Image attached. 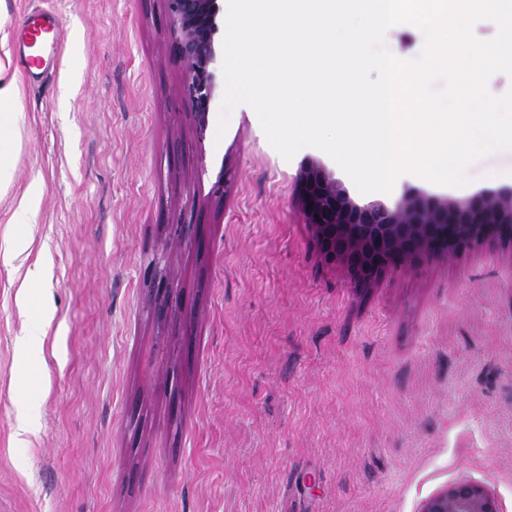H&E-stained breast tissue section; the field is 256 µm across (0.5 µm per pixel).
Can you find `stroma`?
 I'll return each instance as SVG.
<instances>
[{
    "label": "stroma",
    "instance_id": "1",
    "mask_svg": "<svg viewBox=\"0 0 512 512\" xmlns=\"http://www.w3.org/2000/svg\"><path fill=\"white\" fill-rule=\"evenodd\" d=\"M35 10L68 28L41 46L45 90L15 58ZM1 36L25 122L0 252L33 241L0 260V512H419L459 481L512 512V243L365 285L325 259L298 192L318 166L359 206L501 197L512 151L462 188L407 172L364 195L318 149L284 160L248 105L217 136L224 78L198 132L163 0H0ZM35 180L29 229L12 216ZM164 279L179 303L161 315ZM47 312L27 363L17 340ZM26 400L38 430L22 442Z\"/></svg>",
    "mask_w": 512,
    "mask_h": 512
}]
</instances>
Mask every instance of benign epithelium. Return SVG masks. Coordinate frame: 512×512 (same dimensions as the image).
Returning a JSON list of instances; mask_svg holds the SVG:
<instances>
[{
	"instance_id": "benign-epithelium-1",
	"label": "benign epithelium",
	"mask_w": 512,
	"mask_h": 512,
	"mask_svg": "<svg viewBox=\"0 0 512 512\" xmlns=\"http://www.w3.org/2000/svg\"><path fill=\"white\" fill-rule=\"evenodd\" d=\"M170 53L186 69L196 126L206 127L215 82L221 0H164ZM307 224L325 259L340 261L364 282L388 265L428 254H450L496 240H512V197L463 200L406 195L393 208H360L316 167L301 178ZM420 512H500L482 486L460 481L428 498Z\"/></svg>"
}]
</instances>
